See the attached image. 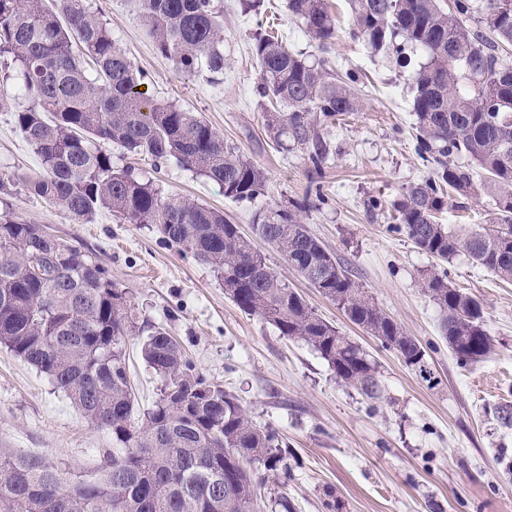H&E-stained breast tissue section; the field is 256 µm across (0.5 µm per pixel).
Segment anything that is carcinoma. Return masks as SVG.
Here are the masks:
<instances>
[{
	"label": "carcinoma",
	"instance_id": "cac0c4a2",
	"mask_svg": "<svg viewBox=\"0 0 512 512\" xmlns=\"http://www.w3.org/2000/svg\"><path fill=\"white\" fill-rule=\"evenodd\" d=\"M0 0V57L19 66L28 105L17 124L43 172L0 174V345L45 374L92 424L119 447L100 467L74 473L42 455L0 448V512H258L266 474L288 473L278 433L257 426L240 400L208 379L163 327L141 346L161 386L135 417L126 344L138 321L127 292L81 250L15 214L18 191L86 220L100 210L130 224H153L162 242L189 252L224 278L225 293L279 335L303 340L336 377L367 399L381 397L377 363L350 337L317 315L282 280L238 225L198 202L165 195L137 169L112 164V144L155 162L175 160L219 184L224 197L253 201L266 173L195 112L150 100L144 75L89 0ZM154 46L180 72L224 74L221 0H134ZM354 36L374 53L420 54L412 110L417 151L434 175L393 203L395 229L421 252L447 261L463 252L512 281V65L496 54L512 45V0H480V30L456 0H350ZM290 14L321 47L336 38L327 0H288ZM256 91L267 136L277 149L305 153L317 170L329 148L320 127L359 108L350 86L325 58L288 48L274 31L253 37ZM458 155L470 165L454 161ZM484 172L474 182L473 168ZM461 198L492 197L496 223L463 236L439 222L444 188ZM255 234L298 274L381 344L395 350L423 381L434 377L425 351L359 288L306 227L279 205L255 213ZM422 288L438 306L448 348L461 362L491 352L481 302L432 267Z\"/></svg>",
	"mask_w": 512,
	"mask_h": 512
}]
</instances>
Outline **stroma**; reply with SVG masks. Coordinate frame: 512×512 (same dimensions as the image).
I'll return each mask as SVG.
<instances>
[{"instance_id":"1","label":"stroma","mask_w":512,"mask_h":512,"mask_svg":"<svg viewBox=\"0 0 512 512\" xmlns=\"http://www.w3.org/2000/svg\"><path fill=\"white\" fill-rule=\"evenodd\" d=\"M285 4L264 0L263 9L245 13L240 0H224V76L216 81L205 71H177L146 36L130 0H93L143 73L147 95L201 113L264 169L267 183L263 195L238 203L175 161L157 165L117 148L112 161L152 172L165 195L221 210L247 235L258 210L303 205L302 219L314 235L423 346L435 386L351 323L262 239L254 245L267 264L376 360L385 387L381 401H367L340 381L305 342L286 339L242 312L213 268L162 244L154 226L122 223L105 210L80 221L25 195L13 198L14 209L77 246L125 289L140 327L126 353L136 413L157 397L160 381L142 359L140 343L161 325L201 372L239 396L257 425L278 432L288 465L278 488L293 512H325L328 487L341 512H512V473L505 468L512 461V426L504 427L495 414L498 405L512 404V283L464 254L443 263L449 282L482 302L494 339L489 357L462 365L441 336L438 307L421 288L433 258L390 228L392 202L433 172L416 150V68L371 53L350 33L348 0H330L336 38L325 55L339 74L355 77L362 109L324 128L329 155L321 172H313L304 153L277 151L268 140L255 93L259 66L252 36L272 15H279L276 31L291 50L312 59L322 55L301 23L285 13ZM0 83L9 90L0 100V172L41 173V160L16 123L25 98L16 90L13 65L0 66ZM495 218L492 198L482 194L463 203L449 199L441 221L460 234ZM112 446L111 431L89 423L44 374L0 346V448L45 455L84 472L95 469Z\"/></svg>"}]
</instances>
